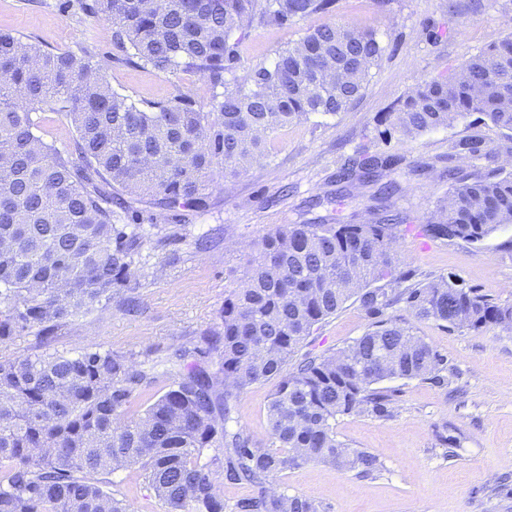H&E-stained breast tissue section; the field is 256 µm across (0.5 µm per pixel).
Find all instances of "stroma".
<instances>
[{
  "instance_id": "obj_1",
  "label": "stroma",
  "mask_w": 512,
  "mask_h": 512,
  "mask_svg": "<svg viewBox=\"0 0 512 512\" xmlns=\"http://www.w3.org/2000/svg\"><path fill=\"white\" fill-rule=\"evenodd\" d=\"M82 0H0V31L58 51L86 47L104 61V75L132 100L160 101L178 94L209 110L212 89L200 73L161 75L112 57V25L81 7ZM376 30L387 52L371 70L361 98L335 117L288 126L271 141L269 158L234 181L211 177L206 211L178 218L141 213L137 311L118 303L97 305L60 326L48 343L25 332L0 344V356L69 352L92 345L163 359L218 321L224 291L240 282L251 242L278 224L306 220V202L324 196L345 158L360 147L395 154L400 185L395 209L407 215L399 228L396 258L418 278L452 275L494 301L512 304V226L479 244L435 241L421 227L445 196L439 170L412 172L420 160L447 154L451 143L476 138L502 167L503 129L474 114L453 127L415 138L382 134L381 113L395 110L421 82L456 71L466 59L512 36V0H336L333 11L286 28L252 30L241 48L247 61L273 58L305 29L324 22ZM371 322L357 302H347L315 333L314 353L334 351L361 336ZM416 332L448 358L453 387L421 379H395L392 419L336 418L338 440L376 455L383 470L373 478L310 464L285 471L276 489L320 502L326 512H512L495 494L498 479L512 477V332L481 334L432 321ZM272 383H258L234 400L236 415L254 437L267 436ZM460 441L445 455L443 438Z\"/></svg>"
}]
</instances>
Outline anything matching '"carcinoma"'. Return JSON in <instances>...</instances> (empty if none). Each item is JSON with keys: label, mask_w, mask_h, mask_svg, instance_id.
<instances>
[{"label": "carcinoma", "mask_w": 512, "mask_h": 512, "mask_svg": "<svg viewBox=\"0 0 512 512\" xmlns=\"http://www.w3.org/2000/svg\"><path fill=\"white\" fill-rule=\"evenodd\" d=\"M336 0H97L84 5L113 24L114 56L159 74L207 76L211 111L185 96L145 107L112 89L87 48L44 50L0 34V342L29 331L49 340L90 307L131 293L144 206L179 217L209 206L211 173L237 178L281 130L333 117L361 97L386 47L353 24L323 23L247 67L240 45L255 27H284L328 13ZM347 80L324 76L327 65ZM462 76L434 77L384 112V133L413 138L472 113L512 143V36L471 57ZM57 112L75 132V152L36 135L31 113ZM481 141L451 146L442 203L422 225L433 240L479 243L512 225V171L451 165L479 160ZM393 155L357 151L337 175L342 187L308 211L342 205L355 181L377 186L378 217L332 215L280 224L252 243L240 284L224 291L219 322L162 364L101 347L0 359V512H134L110 476L139 473L166 512H323L315 500L270 490L288 469L323 464L374 477L379 458L336 438L339 415L388 420L394 378L448 385V358L397 313L475 333L512 331L501 305L452 276L415 279L395 261L402 212L383 172ZM350 300L373 318L335 352L298 355L313 331ZM276 380L267 441L234 417V398ZM222 449L223 456L207 454ZM257 492L224 501L210 477Z\"/></svg>", "instance_id": "obj_1"}]
</instances>
